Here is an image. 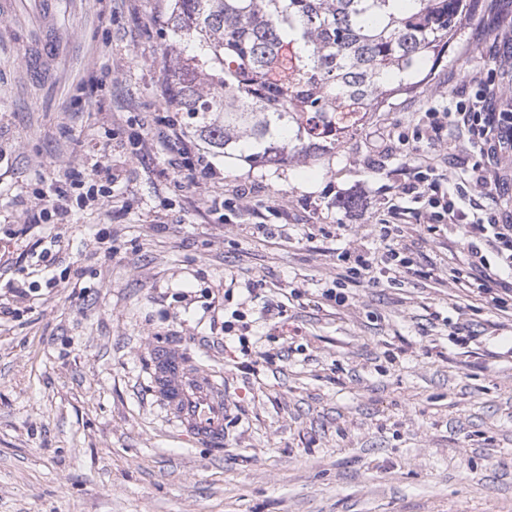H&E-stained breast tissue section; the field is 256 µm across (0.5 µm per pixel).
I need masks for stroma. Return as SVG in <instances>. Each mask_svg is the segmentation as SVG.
I'll return each mask as SVG.
<instances>
[{
	"instance_id": "stroma-1",
	"label": "stroma",
	"mask_w": 512,
	"mask_h": 512,
	"mask_svg": "<svg viewBox=\"0 0 512 512\" xmlns=\"http://www.w3.org/2000/svg\"><path fill=\"white\" fill-rule=\"evenodd\" d=\"M12 2L0 253L19 262L0 272V512H512V325L427 278L453 261L447 231L424 235L402 281L347 283L340 307L323 296L346 245L334 225L379 245L413 163L396 123L448 105L449 79L468 70L512 74V0H496L484 30L466 24L428 84L335 153L305 166L214 153L224 178L206 193L179 182L175 155L132 152L182 118L164 92L168 0ZM96 155L111 206L48 226L61 250L34 271L19 228L37 218L36 193ZM243 190L247 208L209 204ZM349 195L362 207L344 210ZM271 299L286 313L269 321ZM235 311L245 353L225 338ZM163 347L227 389L222 445L189 437L154 393Z\"/></svg>"
}]
</instances>
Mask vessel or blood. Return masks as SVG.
Segmentation results:
<instances>
[{
  "mask_svg": "<svg viewBox=\"0 0 512 512\" xmlns=\"http://www.w3.org/2000/svg\"><path fill=\"white\" fill-rule=\"evenodd\" d=\"M154 368L155 391L169 403L184 430L202 441L221 440L227 420L223 389L190 372L184 356L173 350L161 351Z\"/></svg>",
  "mask_w": 512,
  "mask_h": 512,
  "instance_id": "b4317fda",
  "label": "vessel or blood"
}]
</instances>
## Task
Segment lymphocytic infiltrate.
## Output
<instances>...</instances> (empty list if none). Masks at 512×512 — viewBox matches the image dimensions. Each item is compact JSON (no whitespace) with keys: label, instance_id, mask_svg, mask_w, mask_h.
<instances>
[{"label":"lymphocytic infiltrate","instance_id":"1","mask_svg":"<svg viewBox=\"0 0 512 512\" xmlns=\"http://www.w3.org/2000/svg\"><path fill=\"white\" fill-rule=\"evenodd\" d=\"M512 101V78L502 79L496 70L479 68L468 72L451 92L446 110H428L410 130L399 133L400 145L411 147L414 163L411 177L400 187L411 207L390 205L380 221L379 239L384 245L380 260L366 256L362 247L339 251L337 283L381 280L400 281L412 271L407 256L418 223L429 232L447 227L449 250H461L463 264L448 271L434 268L431 278L448 275L456 280L466 275L480 293L492 302L512 293V211L497 198L501 186L512 182V111H495V104ZM159 142L168 153L180 157L177 175L187 186L198 189L221 179L220 170L179 123L165 124ZM447 147H438L440 137ZM74 195L77 203L92 200L99 207L112 201L111 189L74 179L68 190L51 188L37 195L40 213L55 224L67 223L70 211L63 201ZM415 221L402 223L405 214Z\"/></svg>","mask_w":512,"mask_h":512}]
</instances>
